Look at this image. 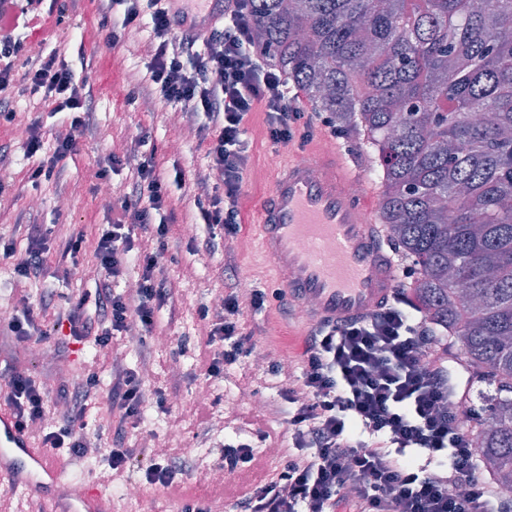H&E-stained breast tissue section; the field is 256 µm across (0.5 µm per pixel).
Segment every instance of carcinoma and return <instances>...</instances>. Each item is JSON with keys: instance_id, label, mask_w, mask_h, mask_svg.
Here are the masks:
<instances>
[{"instance_id": "1", "label": "carcinoma", "mask_w": 512, "mask_h": 512, "mask_svg": "<svg viewBox=\"0 0 512 512\" xmlns=\"http://www.w3.org/2000/svg\"><path fill=\"white\" fill-rule=\"evenodd\" d=\"M252 37L375 154L422 310L493 386L485 477L512 484V0H253Z\"/></svg>"}]
</instances>
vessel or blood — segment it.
<instances>
[{
  "mask_svg": "<svg viewBox=\"0 0 512 512\" xmlns=\"http://www.w3.org/2000/svg\"><path fill=\"white\" fill-rule=\"evenodd\" d=\"M180 29L208 33L224 0H168ZM362 169L346 148L280 162L268 199L257 209L253 238L277 284L308 308V320L346 319L378 308L391 294L398 262L388 243L377 194L347 192ZM63 466L20 431L0 406V487L51 499L53 512H104L108 488L90 484L76 499L58 497Z\"/></svg>",
  "mask_w": 512,
  "mask_h": 512,
  "instance_id": "b4317fda",
  "label": "vessel or blood"
}]
</instances>
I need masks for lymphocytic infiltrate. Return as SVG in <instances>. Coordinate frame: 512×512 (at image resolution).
<instances>
[{"label": "lymphocytic infiltrate", "instance_id": "lymphocytic-infiltrate-1", "mask_svg": "<svg viewBox=\"0 0 512 512\" xmlns=\"http://www.w3.org/2000/svg\"><path fill=\"white\" fill-rule=\"evenodd\" d=\"M95 3L104 33L101 47L109 54L120 52L127 32L149 20L147 83L131 90L127 101L135 103L145 94L199 117L212 177L192 181L178 168L168 180L159 174L153 155H109L111 165L129 164L130 182L96 238L99 286L94 294L64 304L50 292L36 301L30 294L31 284L44 274L52 229L24 225L21 252L15 239L0 237V260L10 263L20 285L22 310L6 328L18 342L53 336L63 328L70 340L91 339L100 347L134 328L140 337L155 335L158 313L173 303L162 273L173 216L171 188L191 182L198 191L197 221L209 235L189 237L188 251H211L216 237H223L224 270L235 274L232 246L242 231L249 160L246 117L263 112L272 144L287 146L307 138L301 130L305 112L299 89L271 64L269 50L252 41V0H234L224 10L223 23L203 37L177 29L166 0ZM64 13L58 0H0V119L13 121L17 89L41 94L54 111L69 115L66 129L52 138V151H45L47 136L36 119L15 146H0V165L15 149L40 156L30 175L35 183L60 175L63 161L93 121L85 80L58 53L28 52V32ZM132 258L140 268L136 288L113 292L112 282L126 274ZM415 275L414 267L403 268L391 296L371 313L310 326L295 363L285 370L273 365V373L288 374L281 401L272 407L288 415L281 435L287 444L285 462L280 472L239 492L234 512H501L503 502L482 473L472 431L490 416L472 407L465 426L448 411L449 401L468 398L469 392L456 383L442 339L430 330L413 296ZM264 305L261 291L245 293L233 286L220 307L201 310L208 329L198 368L205 379L222 377L225 368L244 364L253 354L256 343L246 328L247 316ZM109 364L108 398L116 413L107 427L110 469L118 472L143 459L149 484L177 487L178 476L191 469L189 461L175 454L152 457L147 448L127 445L130 433L143 423L147 392L141 368L115 357ZM95 381L91 374L82 385L61 387L68 409L49 425L44 418L50 393L31 374L0 378V404L10 407L19 429L43 447L81 453L88 442L85 403Z\"/></svg>", "mask_w": 512, "mask_h": 512}]
</instances>
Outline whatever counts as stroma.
Listing matches in <instances>:
<instances>
[{"instance_id":"1","label":"stroma","mask_w":512,"mask_h":512,"mask_svg":"<svg viewBox=\"0 0 512 512\" xmlns=\"http://www.w3.org/2000/svg\"><path fill=\"white\" fill-rule=\"evenodd\" d=\"M99 20L93 0H75L63 25L52 28L49 38L32 41V51L58 50L77 75L88 77L94 126L80 140L74 154L66 159L60 182L43 181L32 185L29 175L37 166V159L15 154L10 166L13 187L0 196L2 237L11 236L15 225L32 222L54 226L60 237L73 229L82 233L83 243L77 258L66 256L63 247L52 249L48 258L49 274L40 283L41 288L55 291L64 298L74 293H91L96 288L94 279L86 277L85 271L93 264L97 229L107 222L108 213L101 201L95 174L106 167L110 153L126 152L131 129L138 127L146 132L147 147L154 150L162 175H172L177 165L199 178L209 173L196 135H188L179 148H172L174 130L168 121V109L145 97L131 106L124 102L127 90L137 86L146 74L148 58L144 46L148 31L131 38L122 55L114 58L98 46ZM246 137L250 143V161L242 201L244 229L236 243L235 257L238 269L249 273L252 286L264 289L269 295L266 310L249 319L256 348L286 362L296 359L302 350L304 323L300 318L289 320L280 315L272 297L275 278L255 245L250 224L256 208L269 195L275 168L295 154L296 149L271 145L265 135L264 115L260 112L251 114L246 124ZM195 200L194 192L177 189L171 192L173 235L168 241L164 274L173 289L175 309L159 314L160 323H171V338L168 345L154 347L150 356L152 373L146 380L149 404L144 430L151 434L154 442L162 443L169 425L175 423L181 428L182 441L189 442L202 426H209L199 456L216 468L224 465L225 445L250 441L258 457L251 467L236 473L231 482L202 484L191 475L183 479L184 486L190 487L211 512H230L239 485L259 481L265 471L281 466L280 460L265 456L266 444L260 439L262 431L273 427V419L265 417L261 409L245 397L246 392L257 391L265 400H272L277 396L281 379L264 369L247 376L232 369L224 378L210 381L199 374L197 362L203 335L199 309L204 305L213 306L215 297L223 294L225 257L220 245L208 253L193 255L187 251L184 228L192 225L191 218L197 212ZM84 366L97 371L99 376L96 394L88 403L84 420L90 435L96 436L100 452L94 457L83 455L71 459L67 478L81 482L104 478L108 465L109 440L103 431L110 419L107 394L111 374L102 367L96 346L88 342L63 349L54 336L38 342L33 349L0 346V376L16 369L40 370L53 393L71 370ZM205 385L210 388V398L205 403L197 402L195 392ZM219 418L223 419L224 427L217 430L213 423ZM106 480L115 512H181L183 508L182 502L170 496L166 489L147 484L143 471L138 468L126 469ZM129 483L140 485V500L123 499L122 489Z\"/></svg>"}]
</instances>
